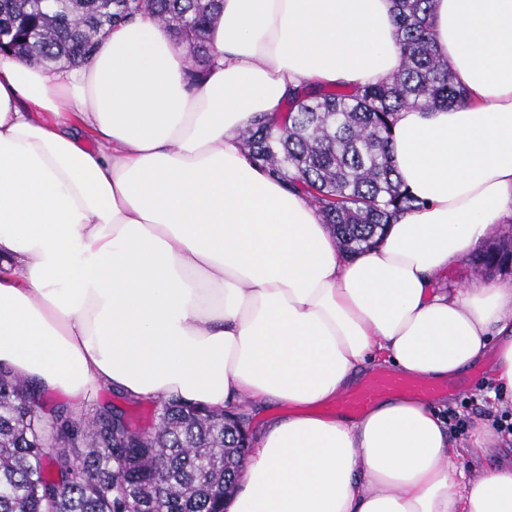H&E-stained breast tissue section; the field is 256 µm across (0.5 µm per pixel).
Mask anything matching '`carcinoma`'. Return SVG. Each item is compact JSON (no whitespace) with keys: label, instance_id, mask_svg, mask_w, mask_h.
<instances>
[{"label":"carcinoma","instance_id":"cac0c4a2","mask_svg":"<svg viewBox=\"0 0 512 512\" xmlns=\"http://www.w3.org/2000/svg\"><path fill=\"white\" fill-rule=\"evenodd\" d=\"M433 0H394L400 65L356 87L301 85L284 112L241 134L249 160L309 200L349 258L373 247L418 199L390 155L395 115L466 99L430 31ZM223 0H0V53L69 67L88 63L104 35L138 15L185 48L187 84L199 86L215 57L210 31ZM477 252L486 272L512 268V221ZM40 392L0 368V512H224L229 481L251 452L248 415L180 398L156 404L154 425L132 428L112 406L85 419L38 412Z\"/></svg>","mask_w":512,"mask_h":512}]
</instances>
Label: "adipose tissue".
Returning a JSON list of instances; mask_svg holds the SVG:
<instances>
[{"instance_id":"adipose-tissue-1","label":"adipose tissue","mask_w":512,"mask_h":512,"mask_svg":"<svg viewBox=\"0 0 512 512\" xmlns=\"http://www.w3.org/2000/svg\"><path fill=\"white\" fill-rule=\"evenodd\" d=\"M394 30L392 0H224L193 91L148 16L69 71L0 54V365L44 395L249 403L265 420L224 512H512L487 418L461 447L412 397L325 411L374 361L445 382L490 358L512 402V281L437 285L512 220V0H433L467 97L398 112L423 205L375 248L346 257L239 139L293 87L393 73Z\"/></svg>"}]
</instances>
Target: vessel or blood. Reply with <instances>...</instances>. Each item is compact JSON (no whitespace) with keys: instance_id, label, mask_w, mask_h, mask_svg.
Segmentation results:
<instances>
[{"instance_id":"obj_1","label":"vessel or blood","mask_w":512,"mask_h":512,"mask_svg":"<svg viewBox=\"0 0 512 512\" xmlns=\"http://www.w3.org/2000/svg\"><path fill=\"white\" fill-rule=\"evenodd\" d=\"M441 391V386L429 381L396 372L379 371L372 374L363 385L340 395L336 401V410L358 416L370 410L376 402L392 396L430 400Z\"/></svg>"}]
</instances>
